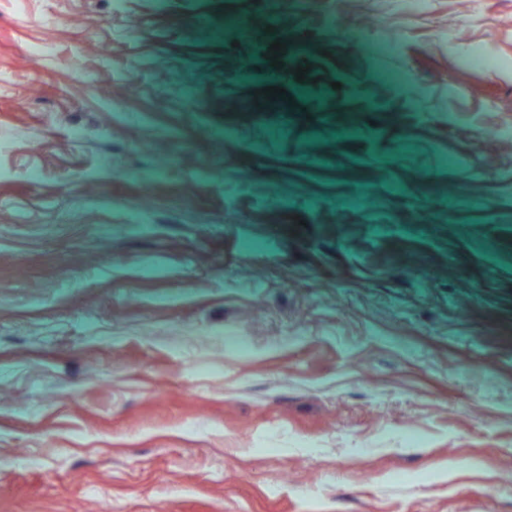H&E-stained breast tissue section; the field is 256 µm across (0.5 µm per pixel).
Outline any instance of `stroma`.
Returning a JSON list of instances; mask_svg holds the SVG:
<instances>
[{
  "label": "stroma",
  "mask_w": 512,
  "mask_h": 512,
  "mask_svg": "<svg viewBox=\"0 0 512 512\" xmlns=\"http://www.w3.org/2000/svg\"><path fill=\"white\" fill-rule=\"evenodd\" d=\"M353 3L0 0V512H512V0Z\"/></svg>",
  "instance_id": "1"
}]
</instances>
